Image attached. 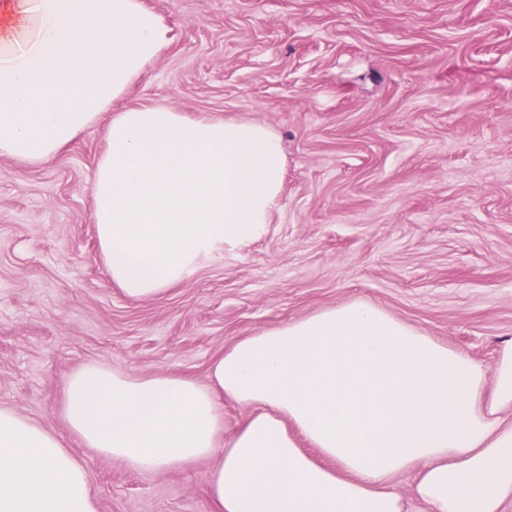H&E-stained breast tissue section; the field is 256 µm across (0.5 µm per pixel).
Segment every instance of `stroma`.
<instances>
[{
    "label": "stroma",
    "instance_id": "1",
    "mask_svg": "<svg viewBox=\"0 0 512 512\" xmlns=\"http://www.w3.org/2000/svg\"><path fill=\"white\" fill-rule=\"evenodd\" d=\"M173 39L115 110L283 140L268 235L162 296L110 281L90 178L109 114L52 165L0 158V406L60 436L99 512H214L206 462L98 454L60 415L88 363L206 382L235 340L363 300L492 368L512 341V0H144Z\"/></svg>",
    "mask_w": 512,
    "mask_h": 512
}]
</instances>
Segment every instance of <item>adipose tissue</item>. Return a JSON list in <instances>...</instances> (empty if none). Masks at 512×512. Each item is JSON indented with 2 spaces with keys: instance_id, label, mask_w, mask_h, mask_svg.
Listing matches in <instances>:
<instances>
[{
  "instance_id": "ef3b65f1",
  "label": "adipose tissue",
  "mask_w": 512,
  "mask_h": 512,
  "mask_svg": "<svg viewBox=\"0 0 512 512\" xmlns=\"http://www.w3.org/2000/svg\"><path fill=\"white\" fill-rule=\"evenodd\" d=\"M170 42L143 0H0V158L50 164L110 112L91 179L99 254L147 300L269 231L284 150L268 126L167 106L112 113ZM246 414L224 430V400ZM512 342L493 371L352 302L235 341L207 383L87 364L60 412L87 447L159 472L210 460L215 512H504ZM415 478L408 492L396 480ZM0 512H98L84 463L0 407Z\"/></svg>"
}]
</instances>
